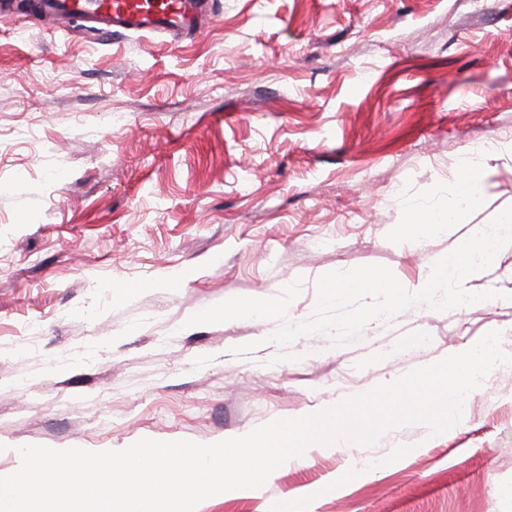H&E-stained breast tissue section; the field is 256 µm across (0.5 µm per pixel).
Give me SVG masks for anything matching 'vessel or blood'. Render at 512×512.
I'll return each mask as SVG.
<instances>
[{
  "instance_id": "obj_1",
  "label": "vessel or blood",
  "mask_w": 512,
  "mask_h": 512,
  "mask_svg": "<svg viewBox=\"0 0 512 512\" xmlns=\"http://www.w3.org/2000/svg\"><path fill=\"white\" fill-rule=\"evenodd\" d=\"M90 19L105 32L195 37L215 19L213 0H46L42 22Z\"/></svg>"
}]
</instances>
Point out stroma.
Here are the masks:
<instances>
[{
    "label": "stroma",
    "mask_w": 512,
    "mask_h": 512,
    "mask_svg": "<svg viewBox=\"0 0 512 512\" xmlns=\"http://www.w3.org/2000/svg\"><path fill=\"white\" fill-rule=\"evenodd\" d=\"M192 40L0 15V471L15 448L211 444L361 395L499 331L512 350V246L463 309L420 305L342 345L273 342L272 320L188 326L229 298L388 267L408 291L512 206V0H216ZM482 202L446 208L462 161ZM137 285L127 293L126 285ZM424 337L410 348L409 338ZM310 453L197 512H512V371L450 435L409 424L364 450ZM489 171L475 168L467 163L462 172L454 201L447 210L423 209L408 212L404 223L417 236H426L440 231L451 222L454 206L463 204L466 207L477 206L484 196L489 178Z\"/></svg>",
    "instance_id": "stroma-1"
}]
</instances>
